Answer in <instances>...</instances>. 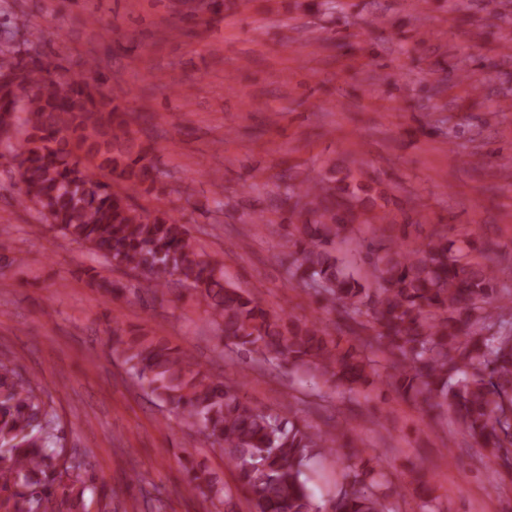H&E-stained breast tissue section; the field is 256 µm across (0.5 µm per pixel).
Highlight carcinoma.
Returning <instances> with one entry per match:
<instances>
[{"instance_id":"carcinoma-1","label":"carcinoma","mask_w":512,"mask_h":512,"mask_svg":"<svg viewBox=\"0 0 512 512\" xmlns=\"http://www.w3.org/2000/svg\"><path fill=\"white\" fill-rule=\"evenodd\" d=\"M21 46L0 47V144L22 183L17 203L33 205L63 237L140 276L156 294L175 285L204 306L231 352L255 366L276 364L317 388L361 395L385 371L400 396L453 413L503 465H512V292L499 295L494 248L484 260L450 253L438 234L424 248H367L378 288L369 291L333 253L363 212L345 200L372 202L368 187L331 167L282 202L297 223L288 233L292 276L339 314L317 319L275 313L224 279V257L204 251L168 212L128 203V191L154 181L155 167L127 137L126 113L88 82L84 68L60 76L21 65ZM126 362L150 394L217 447L250 496V512H391L373 459L359 453L325 503L310 491V461L331 453L342 432L315 430L293 414L263 408L163 338L112 330ZM57 416L11 362H0V506L6 512H73L87 487L63 494ZM188 491L210 493L229 508L225 485L208 467L189 469Z\"/></svg>"}]
</instances>
